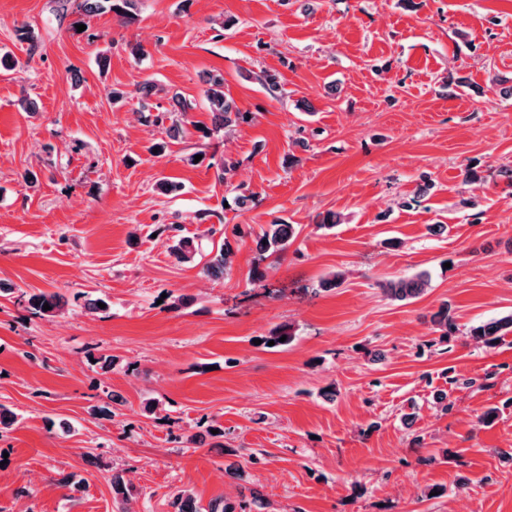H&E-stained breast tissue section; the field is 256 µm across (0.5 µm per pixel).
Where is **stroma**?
<instances>
[{
  "instance_id": "1",
  "label": "stroma",
  "mask_w": 512,
  "mask_h": 512,
  "mask_svg": "<svg viewBox=\"0 0 512 512\" xmlns=\"http://www.w3.org/2000/svg\"><path fill=\"white\" fill-rule=\"evenodd\" d=\"M25 25L36 43L17 40ZM0 47L18 60L0 71V404L17 415L0 512H173L183 491L206 512L249 489L254 512H512V333L494 348L467 333L512 314V0H137L85 17L0 0ZM219 73L255 118L206 137ZM144 82L161 123L141 112ZM175 92L193 108L172 139ZM426 178L421 205L400 207ZM237 186L253 200L234 204ZM329 212L339 224L318 229ZM276 220L298 225L294 244L258 252ZM169 224L200 244L192 262ZM225 238L232 267L209 276ZM421 271L423 295H384ZM39 291L62 308L31 314L21 297ZM97 297L109 310L86 312ZM444 303L447 343L431 321ZM280 325L294 341L262 345ZM113 398L112 420L91 415ZM116 472L136 499L115 498ZM179 224H169L167 229L173 233L172 239L174 245L172 246V253L179 262H187L196 254V249L199 246H195L193 240L181 235L182 229Z\"/></svg>"
}]
</instances>
